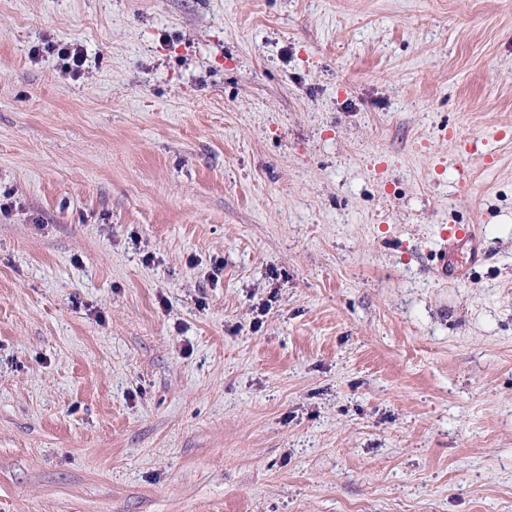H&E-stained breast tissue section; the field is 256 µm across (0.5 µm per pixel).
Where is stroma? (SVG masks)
<instances>
[{
    "mask_svg": "<svg viewBox=\"0 0 512 512\" xmlns=\"http://www.w3.org/2000/svg\"><path fill=\"white\" fill-rule=\"evenodd\" d=\"M4 193L0 512H512V0H0ZM473 237L474 232L470 227L459 224L444 225L440 231V243L432 254L433 268L442 277L454 276L456 270L448 263V253L464 237Z\"/></svg>",
    "mask_w": 512,
    "mask_h": 512,
    "instance_id": "obj_1",
    "label": "stroma"
}]
</instances>
